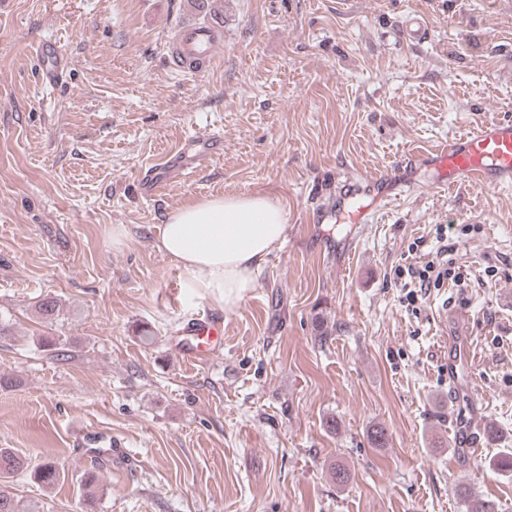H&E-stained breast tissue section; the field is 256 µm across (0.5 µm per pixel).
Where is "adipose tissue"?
I'll return each instance as SVG.
<instances>
[{"mask_svg":"<svg viewBox=\"0 0 512 512\" xmlns=\"http://www.w3.org/2000/svg\"><path fill=\"white\" fill-rule=\"evenodd\" d=\"M286 230V214L277 200L224 194L171 210L158 248L186 273L200 296L231 311L255 288Z\"/></svg>","mask_w":512,"mask_h":512,"instance_id":"obj_1","label":"adipose tissue"}]
</instances>
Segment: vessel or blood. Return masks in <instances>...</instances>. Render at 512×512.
Listing matches in <instances>:
<instances>
[{"label": "vessel or blood", "instance_id": "1", "mask_svg": "<svg viewBox=\"0 0 512 512\" xmlns=\"http://www.w3.org/2000/svg\"><path fill=\"white\" fill-rule=\"evenodd\" d=\"M222 38L214 27L206 24L181 26L171 46L176 65L189 73L207 70L215 58ZM36 57L43 80L57 81L64 72L65 60L57 42L46 40L39 44ZM222 146L221 134L189 135L176 148L165 154L141 179L144 195L153 196L187 171L207 164ZM420 161L435 169L442 185L455 188L479 183L491 188L512 185V119L486 121L472 132L455 136L448 143L423 153ZM399 171L364 176L361 190L375 200L387 199L393 188L402 186ZM224 330V321L208 315L187 322L181 352L187 362L210 352ZM455 440L458 449L475 454V426L463 413H455Z\"/></svg>", "mask_w": 512, "mask_h": 512}]
</instances>
